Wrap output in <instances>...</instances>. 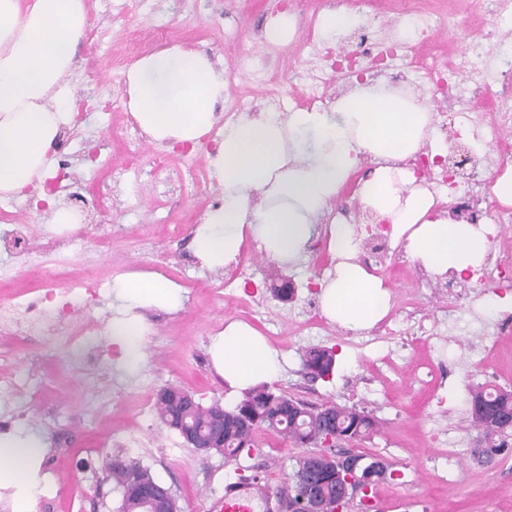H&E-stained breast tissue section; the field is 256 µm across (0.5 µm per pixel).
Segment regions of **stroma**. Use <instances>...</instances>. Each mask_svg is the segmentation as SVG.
Here are the masks:
<instances>
[{"instance_id": "1", "label": "stroma", "mask_w": 512, "mask_h": 512, "mask_svg": "<svg viewBox=\"0 0 512 512\" xmlns=\"http://www.w3.org/2000/svg\"><path fill=\"white\" fill-rule=\"evenodd\" d=\"M121 2L86 0L99 26L94 38L82 39L80 66L71 82L73 95L87 100L82 120L67 135L72 150L103 138L112 148L96 161L78 160L71 169L83 189L87 232L53 261L47 282L65 294L68 333L49 341L56 354L40 367L39 389L0 394V420L43 437L50 448L40 471L43 498L54 499L55 512H117L120 493L103 471L117 456L149 468L170 486L181 512H208L211 501L223 496L228 479L257 480L273 492L284 486L304 447L260 428L251 455L233 461L218 452L201 454L161 423L154 405L134 408L123 402L130 391L153 396L163 387L178 386L202 405L217 401L233 408L239 398L216 373L208 349L225 323L236 320L249 324L283 357L281 375L269 383L274 391L316 405L353 406L375 417V433L341 442L339 448L391 461L397 480L375 486L373 493L394 503L393 512H512V456L489 464L470 456L471 449L486 445L470 425V395L484 366L512 375V343L492 355L484 350L497 321L512 315V293L477 290L452 306L447 278L434 277L420 287L396 276L387 282L390 316L403 317L406 303L413 301L451 323L441 340L402 347L375 338L370 329H345L311 308L310 282L334 274L330 267L316 273L312 256L283 267L257 253L252 257L257 293H247L240 283L225 286L223 272L202 267L191 249L196 226L224 195L210 165L193 176L182 160H175L167 181L158 183L150 174L158 148L149 142L141 152L139 175L113 184V169L125 162L121 122L97 101L124 97V71L137 58L158 51L159 34L168 45L208 54L226 72L235 68L238 49L249 50L298 87L314 63L299 56L295 45L255 43V33L277 16L278 0H144L142 8L128 11L121 10ZM448 7L454 21L440 31L436 43L459 50L482 16L472 0H448ZM106 211L112 223H103ZM8 223L27 225L34 245L50 233L44 213L27 197L0 199V229ZM90 274L102 281L94 300L74 287ZM136 275L180 288L181 305L175 311L142 309L150 334L143 337V358L132 369L111 333L112 288ZM288 281L295 292L284 300L275 290ZM47 283L0 248L1 317L13 318V305ZM43 342L40 336L0 335V373L23 377ZM313 346L335 349L336 369L329 378L312 377L305 369L302 355ZM96 349L104 353L105 365L92 375L83 354ZM422 364L438 373V381H417L415 369ZM116 435L126 439L125 447H113ZM448 455L456 456L458 464L452 481L431 465L432 459Z\"/></svg>"}]
</instances>
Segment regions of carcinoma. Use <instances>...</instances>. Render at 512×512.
Returning <instances> with one entry per match:
<instances>
[{"mask_svg": "<svg viewBox=\"0 0 512 512\" xmlns=\"http://www.w3.org/2000/svg\"><path fill=\"white\" fill-rule=\"evenodd\" d=\"M304 366L321 378L332 375L335 360L328 348L314 346L304 353ZM156 411L161 422L172 426L184 421L197 429L206 430L215 415L224 413V447L216 452L225 458L236 460L253 447L251 428L265 427L291 440L296 445H314L320 434L321 418L329 417L336 433L348 438H364L375 431L376 421L363 410L348 408L327 402L319 406L309 405L298 399L276 395L264 386L254 387L244 393L243 399L232 410H224L218 404H198L188 413L182 412L163 396L156 397ZM512 414V390L499 388L494 392L475 391L471 399V425L484 437L502 439L510 435L509 428L500 419ZM109 476L121 494L118 512H148L145 500L128 493L129 487L138 483L154 482L151 472L139 463L125 459L120 465L109 464ZM336 458L324 455L319 465L313 464L310 454L299 456L289 475L288 510L297 512L295 505L304 494L302 479L309 477L322 490L328 504L334 503L336 494Z\"/></svg>", "mask_w": 512, "mask_h": 512, "instance_id": "obj_1", "label": "carcinoma"}]
</instances>
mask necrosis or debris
<instances>
[{"label":"necrosis or debris","instance_id":"obj_1","mask_svg":"<svg viewBox=\"0 0 512 512\" xmlns=\"http://www.w3.org/2000/svg\"><path fill=\"white\" fill-rule=\"evenodd\" d=\"M396 12L411 24L415 36L406 38L400 29L384 27L371 0H325L328 9L344 7L357 13L359 38L365 48L347 52L326 47L317 38L318 16H311L305 34L297 38L296 47L313 55L320 62L321 74L312 78L301 93L290 94L279 87L277 75L263 74L260 78L266 90L264 96L250 101L232 102L226 109L228 120H237L243 111H273L289 113L299 107L331 109L336 101L326 89V79L350 84L389 76L398 84L416 85L422 96L432 104L434 125L440 138L447 143L449 153L464 151L460 131L472 129L475 140L496 146L498 168L512 164V148L503 132L512 126V62L498 60L494 49L500 45L504 30L512 27V0H475L478 11L488 21L479 28L475 42L465 52L418 54L417 42L431 39L434 32L448 23V16L437 11L419 9L416 0H395ZM496 87L497 95L487 118L473 117L466 96L467 89ZM417 181L434 196L447 198L449 212L463 214L472 224L493 223V246L477 271L475 285L502 291L512 287V209L496 207L488 200L490 180L479 165H472L466 180H457L447 165L432 158L430 152L413 155L404 163ZM0 243L11 247L30 269H41L65 254L71 247L68 238L52 237L42 243L38 252H31L23 225L15 224L0 233ZM45 295L26 299L20 318L0 323V333L29 335L41 332L46 336L62 335L66 329L65 313L50 311Z\"/></svg>","mask_w":512,"mask_h":512}]
</instances>
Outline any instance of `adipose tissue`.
I'll list each match as a JSON object with an SVG mask.
<instances>
[{"instance_id": "1", "label": "adipose tissue", "mask_w": 512, "mask_h": 512, "mask_svg": "<svg viewBox=\"0 0 512 512\" xmlns=\"http://www.w3.org/2000/svg\"><path fill=\"white\" fill-rule=\"evenodd\" d=\"M87 22L86 0H0V198L23 194L55 165L71 123L70 78ZM124 84L141 132L162 147L200 145L224 100L221 70L209 56L181 46L137 59ZM430 123L426 107L408 94L359 82L329 112L305 109L285 119L262 112L226 124L210 157L224 198L194 231L197 257L207 268L226 267L251 237L279 264L298 262L360 160L371 158L379 166L360 200L390 219L391 235L407 255L436 276L476 269L489 251L485 235L472 224L429 218L432 196L397 166L422 149ZM303 134L313 136V152L301 147ZM326 230L337 263L321 286L322 311L349 329L367 328L389 312L390 293L380 276L355 263L353 225L331 223ZM179 305L175 286L151 278L135 276L116 288L113 334L127 363L140 360L136 332L143 321L136 308ZM209 353L216 372L238 392L276 379L282 369L278 352L241 321L227 323ZM47 451L39 435H0V488L11 489L16 512H32Z\"/></svg>"}]
</instances>
